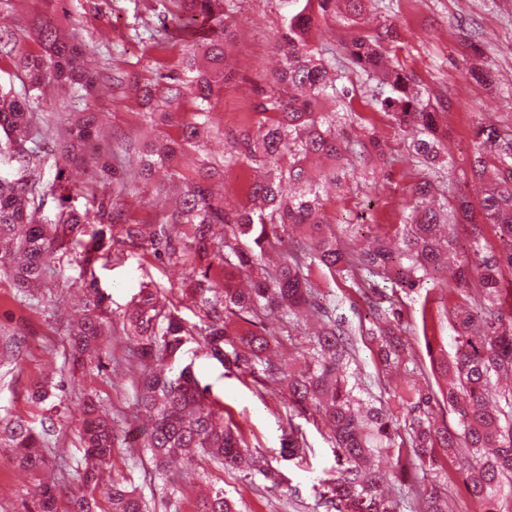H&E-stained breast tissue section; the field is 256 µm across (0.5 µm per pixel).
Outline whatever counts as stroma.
<instances>
[{"label": "stroma", "mask_w": 512, "mask_h": 512, "mask_svg": "<svg viewBox=\"0 0 512 512\" xmlns=\"http://www.w3.org/2000/svg\"><path fill=\"white\" fill-rule=\"evenodd\" d=\"M166 5L167 0H0V19L23 25L34 17H51L62 31L80 37L103 74L157 83L181 73L190 48L178 36L162 38ZM287 15L284 0H236L225 28L227 79L213 112L220 130L205 138L202 150L182 159L183 168L192 171L203 159H221L225 134L253 125L254 106L281 64L277 38ZM388 25L393 36L383 43L386 56L413 76L423 91L445 95L450 102L440 125L448 133L453 168L467 172L478 122L512 126V0H366L359 13L352 11L347 0H340L335 15L314 27L310 37L314 48L335 60L338 95L323 101L322 108L335 113L337 128L354 138H376L385 151L383 159L351 170L349 193L333 188L327 192V215L347 226V245L354 251L367 238L366 233L357 232L358 223L405 224L412 206V183L425 177L439 194L448 192L449 169L437 166L426 171L413 166L410 139L379 105L388 89L339 53L353 34L373 36ZM474 42L479 45L475 51L470 48ZM478 67L491 72L492 84L472 77ZM84 106L102 112L113 135L137 142L156 134L129 84L84 100L55 90L47 100L36 102L34 110L52 122ZM45 267L54 273L65 303L56 304L48 297L22 301L12 280L0 275V329L22 341L16 367L0 363V406L40 425L44 411L31 400L29 391L41 382L61 396L70 411H77L82 393L93 392L112 413L134 420L132 374L123 362L134 343L123 331L124 318L146 284L157 289L166 306L177 307L188 321H196L183 295L182 265L156 258L151 249L116 242L110 259L100 260L93 271L58 252L48 254ZM90 277L110 296L112 355L103 359L101 373L87 375L66 364L63 343L67 326L83 314L80 288ZM444 289V282L430 280L398 296L408 349L425 370L430 362L423 320L433 298L442 296ZM184 359L201 384L223 401L225 417L245 425L255 454L278 466L284 481L275 487L256 472L221 473L184 466L178 472L180 512H196L211 482L223 483L242 512H325L314 486L317 476L330 472L335 464L328 428L297 418L307 441L306 459L298 465L283 461L280 437L285 409L268 389L251 375L227 372L210 357L203 341L188 343ZM37 483V476L19 467L10 449L0 448V512H27Z\"/></svg>", "instance_id": "stroma-1"}]
</instances>
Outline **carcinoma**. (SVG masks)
Returning a JSON list of instances; mask_svg holds the SVG:
<instances>
[{
    "label": "carcinoma",
    "mask_w": 512,
    "mask_h": 512,
    "mask_svg": "<svg viewBox=\"0 0 512 512\" xmlns=\"http://www.w3.org/2000/svg\"><path fill=\"white\" fill-rule=\"evenodd\" d=\"M173 24L205 25L199 47L187 59L193 76L171 78L164 87L134 83V91L150 122L161 133L141 148L142 163L130 177L94 147L101 116L93 110L68 114V129L54 138L38 130L30 100L47 88L80 89L90 93L102 76L93 69L77 38L42 20L24 36L40 51L18 48L16 34L0 29V54L14 56L24 93L0 89V160L12 173L0 174V270L17 288L32 296L31 287L49 288L42 260L59 250L75 254L93 269L110 256L107 241L118 231L133 247L152 246L188 266L185 297L198 308L200 323H189L160 304L150 288L139 291L126 314V335L136 339L130 368L139 371L134 383L135 409L150 427L136 443L120 438L117 417L98 398H83L78 439L81 456L75 472L80 486H67L70 470L50 472L38 483L29 512H150L130 474L112 478L106 508L89 499V489L113 454L121 451L147 458L145 476L166 505L177 498L172 463L203 461L219 470H236L250 454L244 427L224 422V403L210 397L191 366L181 362L183 347L199 336L210 356L226 369L249 372L296 416L319 418L330 428L336 448V471L320 481L330 496L325 503L336 512H448V485L461 480L468 498L485 512H512V127L478 123L470 169L489 175L492 190L479 201L483 222H475L469 202L456 207L434 203V186L421 179L410 186L415 199L410 222L388 237V227L367 226L375 245L350 252L336 235L320 193L323 184L343 186L349 157L371 161L384 156L375 141L349 140L336 130L334 115L320 109L336 93V71L317 56L309 34L317 21L335 10L337 0H288V23L278 46L284 64L269 91L255 107L264 132L247 129L224 135L220 164L248 161L258 169L247 194L249 205L224 207L219 169L207 162L191 174L180 157L200 149L201 132L213 130L212 97L224 72V15L232 0H169ZM318 11H313V6ZM353 65L371 71L378 84L390 89L381 107L398 129L412 137L413 158L434 163L448 147L439 129L444 99L431 101L415 88L412 78L383 54L381 35H355L344 45ZM196 105L191 117L182 103ZM177 128V135L166 132ZM55 156L56 174L48 184L60 211L41 222L30 209L36 192L38 153L47 142ZM325 158L330 165L318 176L308 163ZM89 170L95 180L113 185L120 194L136 180L152 187L161 168L181 185L177 208L157 224L131 222L110 195L74 202L78 189L64 177V166ZM456 258L448 295L439 301L438 322L453 329L454 353L440 336H424L432 372L409 391L393 395L396 409L377 407L355 394L359 388L349 362L354 341L344 317L314 300L313 270L331 278L363 273L369 308L365 333L374 346L378 373L410 362L406 327L392 295L422 286L430 277L448 276L443 257ZM109 295L96 279L84 282V315L70 326L65 359L84 369L101 355L112 353ZM320 324L299 352L301 369L283 367L276 354L278 340L265 331V321L292 322L300 314ZM446 406L456 425L436 418ZM57 434L41 433L21 416L0 415V448L11 449L24 469L41 471L47 460L66 461ZM305 435L293 422L282 428L281 457L305 459ZM418 462L422 477L404 472L395 489L386 488L385 460ZM198 512H239L237 503L214 488Z\"/></svg>",
    "instance_id": "obj_1"
}]
</instances>
